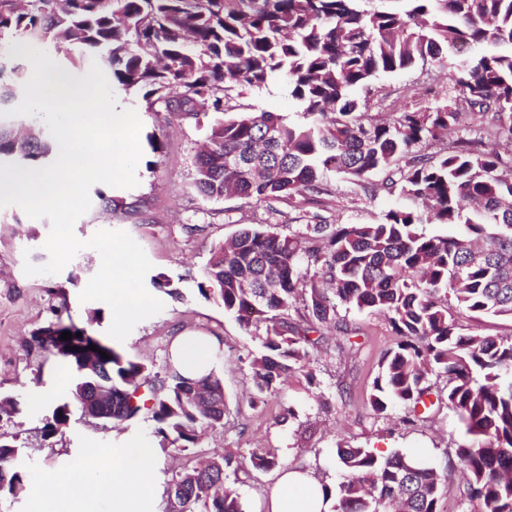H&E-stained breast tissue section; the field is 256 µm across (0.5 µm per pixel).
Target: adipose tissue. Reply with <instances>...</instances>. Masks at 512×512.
Here are the masks:
<instances>
[{"mask_svg": "<svg viewBox=\"0 0 512 512\" xmlns=\"http://www.w3.org/2000/svg\"><path fill=\"white\" fill-rule=\"evenodd\" d=\"M218 341L211 336L183 332L170 346L173 368L189 379H200L212 369ZM155 448L132 439L118 448H92L81 482L47 478L48 500L63 499L66 512H99L103 493H111L114 512H137L151 488ZM267 512H329L321 484L300 469L280 471L266 504Z\"/></svg>", "mask_w": 512, "mask_h": 512, "instance_id": "adipose-tissue-1", "label": "adipose tissue"}]
</instances>
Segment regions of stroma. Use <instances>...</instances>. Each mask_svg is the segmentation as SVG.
I'll return each instance as SVG.
<instances>
[{"label":"stroma","instance_id":"35a3bbf8","mask_svg":"<svg viewBox=\"0 0 512 512\" xmlns=\"http://www.w3.org/2000/svg\"><path fill=\"white\" fill-rule=\"evenodd\" d=\"M117 97L137 111L143 124V156L137 167L140 184L130 190L94 185L91 208L76 221L74 234L86 241L101 229L127 232L150 260V277L166 281L165 287L151 290L163 302V310L139 322L119 349L144 364L148 372L161 374L170 367L168 348L178 333L195 330L222 342L214 371L224 385V426L203 429L195 447L187 451L157 452L149 512H161L166 479L191 462L229 455L245 463L253 449L274 448L289 467L310 471L332 486L343 476L334 457L337 444L403 453L424 448L439 458L466 440L457 417L442 403L428 421L413 427L404 424L402 408L384 418L374 415L372 382L380 358L398 337L384 316L342 304L336 307L337 317L356 328V348H342L341 333L325 330L322 347L311 361L318 387L308 386L298 371L278 392L267 396L265 405L251 407L250 363L260 350L255 331L241 326L222 305L198 291L212 245L243 225L270 224L281 232L300 234L312 214L326 224H377L400 203L399 193L383 188L378 176L363 187L336 175L329 177L327 193L313 203L302 194L269 202L202 199L193 185L194 162L213 113L203 110L196 118L172 123L164 103L147 105L134 92L121 91ZM366 98L369 114L377 120H392L406 108L425 110L446 103L461 114L458 134L477 137L493 123L491 113L458 98L444 67L381 77L372 83ZM226 107L231 112H274L293 123L303 120L296 102L277 81L263 89L230 92ZM49 232V220L30 218L16 206L0 208V397H13L19 404L18 414L0 415V438L16 441L31 473L26 493L8 500L7 512H32L47 474L82 478L86 449L115 448L133 438L149 445L154 442L155 423L150 417L120 426L89 423L77 409L63 432L44 435L45 420L56 402L68 399L70 376L52 354L28 347L27 339L57 315L80 326L92 324L101 336L112 321L109 307L79 300L100 267L94 249L81 250L60 273L25 274V262H48L44 244ZM95 308L101 314L93 322L89 312ZM35 393L43 396L42 405H31ZM289 409L294 412L290 418L285 415Z\"/></svg>","mask_w":512,"mask_h":512}]
</instances>
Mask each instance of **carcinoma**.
Returning <instances> with one entry per match:
<instances>
[{
	"label": "carcinoma",
	"instance_id": "carcinoma-1",
	"mask_svg": "<svg viewBox=\"0 0 512 512\" xmlns=\"http://www.w3.org/2000/svg\"><path fill=\"white\" fill-rule=\"evenodd\" d=\"M362 2L0 0V37L10 33L40 50L72 45V63L96 62L113 87L141 92L147 102L163 99L177 119L201 108L220 114L195 158L194 185L205 200L320 195L330 175L366 185L378 173L399 174L389 188H399L404 203L383 222L308 224L300 235L248 225L212 247L198 290L242 326L265 325L251 361L252 404L305 368L321 329L336 322L331 291L349 308L385 315L400 337L379 363L374 415L402 406L419 419L445 400L473 436L446 460L419 463L397 451L337 444L344 476L322 485L333 512H441L455 470L465 476L467 512H512V336L465 334L455 317L462 310L473 319L512 320V156L465 138L425 154L421 145L448 140L457 110L404 111L379 123L358 96L382 74L448 62L459 96L493 113L512 137V0H406L404 10ZM13 73L12 84L0 82V105L27 81L21 65ZM274 78L284 80L304 122L272 112L227 114L228 92ZM51 153L37 122L21 136L0 125V160L41 167ZM431 222L462 224L465 232L417 230ZM64 331L72 338L61 339ZM90 344L100 352L83 370L76 352ZM29 345L71 373L69 395L80 407L94 408L104 386L112 388L115 422L150 415L163 451L196 444L203 425L224 426V388L213 373L198 393L176 370L152 376L113 343L60 319L34 332ZM432 371L447 378L446 395L433 392ZM69 419V404H57L44 433H59ZM250 462L284 465L272 448L254 449ZM230 467L249 475L226 456L172 472L164 512H244L224 484ZM29 482L18 447L0 439V496L16 499Z\"/></svg>",
	"mask_w": 512,
	"mask_h": 512
}]
</instances>
